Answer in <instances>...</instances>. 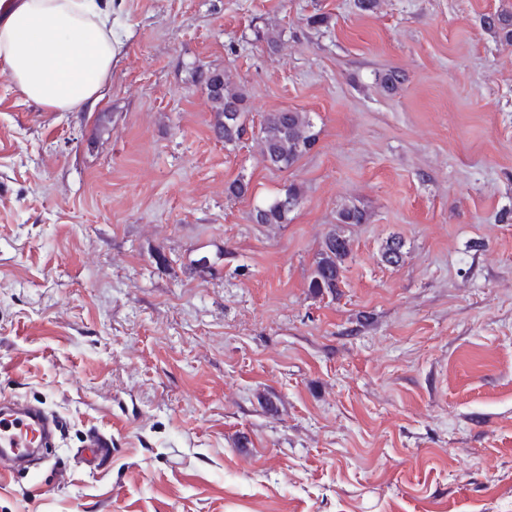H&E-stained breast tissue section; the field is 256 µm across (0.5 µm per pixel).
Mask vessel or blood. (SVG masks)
I'll list each match as a JSON object with an SVG mask.
<instances>
[{
	"instance_id": "obj_1",
	"label": "vessel or blood",
	"mask_w": 512,
	"mask_h": 512,
	"mask_svg": "<svg viewBox=\"0 0 512 512\" xmlns=\"http://www.w3.org/2000/svg\"><path fill=\"white\" fill-rule=\"evenodd\" d=\"M54 418L42 407L12 397L0 399V478L15 474L33 458L37 448L52 446ZM113 451L111 436L95 432L81 450L84 464L96 469Z\"/></svg>"
}]
</instances>
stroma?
I'll use <instances>...</instances> for the list:
<instances>
[{
    "label": "stroma",
    "instance_id": "35a3bbf8",
    "mask_svg": "<svg viewBox=\"0 0 512 512\" xmlns=\"http://www.w3.org/2000/svg\"><path fill=\"white\" fill-rule=\"evenodd\" d=\"M501 12L115 0L95 111H47L0 72V397L60 426L0 512H512V41L484 23ZM198 68L245 93L236 144ZM289 109L318 140L278 170L260 128ZM291 185L286 224L250 221ZM351 205L365 223H338ZM333 229L351 252L317 295ZM94 430L115 451L92 472ZM350 251V243L346 237L335 229L329 231L317 254L308 288L315 294H336Z\"/></svg>",
    "mask_w": 512,
    "mask_h": 512
}]
</instances>
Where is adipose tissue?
<instances>
[{"instance_id": "obj_1", "label": "adipose tissue", "mask_w": 512, "mask_h": 512, "mask_svg": "<svg viewBox=\"0 0 512 512\" xmlns=\"http://www.w3.org/2000/svg\"><path fill=\"white\" fill-rule=\"evenodd\" d=\"M119 51L112 0H0V68L48 111H93Z\"/></svg>"}]
</instances>
